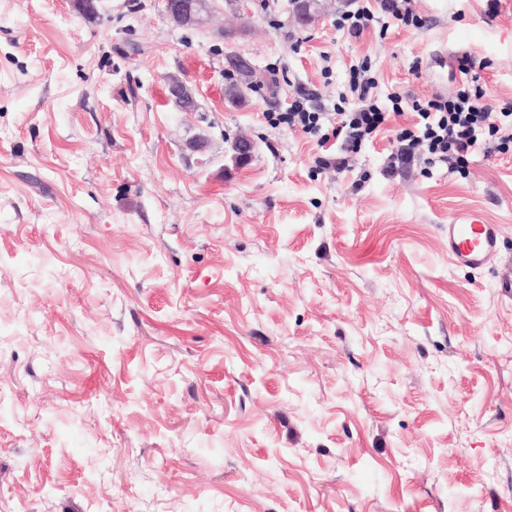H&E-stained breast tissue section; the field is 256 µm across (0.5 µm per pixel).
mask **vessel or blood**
<instances>
[{
    "mask_svg": "<svg viewBox=\"0 0 512 512\" xmlns=\"http://www.w3.org/2000/svg\"><path fill=\"white\" fill-rule=\"evenodd\" d=\"M498 249L494 225L485 223L475 211H461L448 221V254L457 264L471 268L484 266Z\"/></svg>",
    "mask_w": 512,
    "mask_h": 512,
    "instance_id": "b4317fda",
    "label": "vessel or blood"
}]
</instances>
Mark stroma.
I'll return each instance as SVG.
<instances>
[{
  "label": "stroma",
  "mask_w": 512,
  "mask_h": 512,
  "mask_svg": "<svg viewBox=\"0 0 512 512\" xmlns=\"http://www.w3.org/2000/svg\"><path fill=\"white\" fill-rule=\"evenodd\" d=\"M370 2L179 28L165 0H0V512H512V115L465 167L393 160L452 56L512 111V0L337 29ZM365 61L405 112L352 150ZM300 88L325 143L269 119ZM470 209L499 231L475 269L448 258ZM253 70L237 72V80L225 89V96L232 105H241L245 102L246 91L252 87Z\"/></svg>",
  "instance_id": "stroma-1"
}]
</instances>
